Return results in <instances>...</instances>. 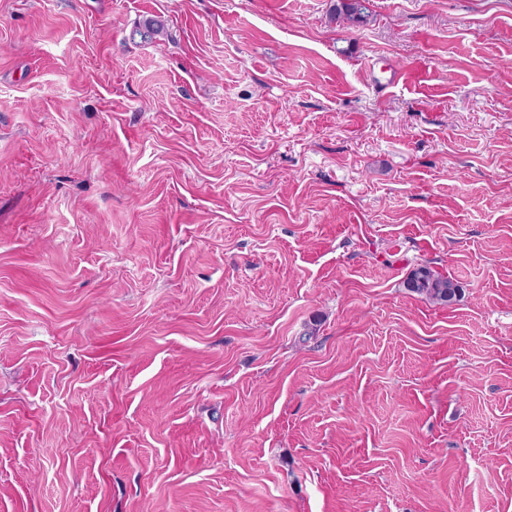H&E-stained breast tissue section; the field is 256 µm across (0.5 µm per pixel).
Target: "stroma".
I'll list each match as a JSON object with an SVG mask.
<instances>
[{
    "label": "stroma",
    "instance_id": "1",
    "mask_svg": "<svg viewBox=\"0 0 512 512\" xmlns=\"http://www.w3.org/2000/svg\"><path fill=\"white\" fill-rule=\"evenodd\" d=\"M335 2L0 0V512H512V0ZM334 5V19L345 18L352 23H362L369 16V0H337ZM406 285L411 291L426 294L441 303L451 302L458 292L457 285L452 280L427 265L412 270Z\"/></svg>",
    "mask_w": 512,
    "mask_h": 512
}]
</instances>
